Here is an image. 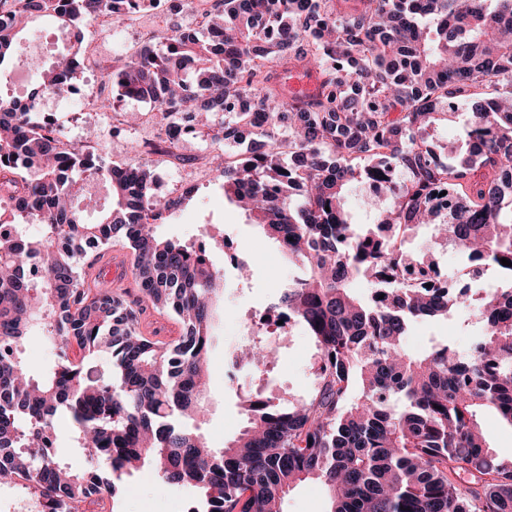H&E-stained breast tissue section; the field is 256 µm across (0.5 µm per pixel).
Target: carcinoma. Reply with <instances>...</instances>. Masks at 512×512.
<instances>
[{
    "label": "carcinoma",
    "instance_id": "cac0c4a2",
    "mask_svg": "<svg viewBox=\"0 0 512 512\" xmlns=\"http://www.w3.org/2000/svg\"><path fill=\"white\" fill-rule=\"evenodd\" d=\"M139 0H0V68L20 56L25 29L51 22L67 35L57 64L32 55L40 74L24 100L0 93V209L42 226L31 238L0 234V486L24 494L31 512H87L93 494L114 512L122 477L148 467L159 488L197 492L190 512H282L286 495L315 480L328 512H512V457L497 455L479 420L490 409L512 427V0H215L201 30L179 28L114 61L116 98L146 101L189 132L256 146L217 169L229 201H248L253 223L308 270L271 308L315 339L316 388L288 407L274 396L245 408L246 425L222 447L200 429L209 327L224 274L193 248L159 239L153 225L180 201L155 192L154 171L107 163L95 148L33 118L45 93L71 85L83 60L82 27L114 19ZM317 75L306 99L290 98L282 75ZM467 115L458 147L440 161L432 132L445 115ZM395 168L366 201L357 224L344 194L370 171ZM111 202L94 221L74 201L91 179ZM447 184L446 207L431 190ZM434 225L472 268L503 274L469 292L397 281L405 266L433 267L429 252L397 254L379 241ZM123 242L140 291L92 278L102 251ZM387 266L390 280L379 275ZM389 294L377 306L351 282ZM181 324L180 336L143 333L147 308ZM470 309L482 324L464 354L452 338L409 352L420 319L450 321ZM29 336L58 348L38 377L24 361ZM238 361L261 373L276 349L247 345ZM105 353L101 370L94 357ZM69 415L64 458L55 417Z\"/></svg>",
    "mask_w": 512,
    "mask_h": 512
}]
</instances>
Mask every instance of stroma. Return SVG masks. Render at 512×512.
I'll return each instance as SVG.
<instances>
[{
	"label": "stroma",
	"instance_id": "1",
	"mask_svg": "<svg viewBox=\"0 0 512 512\" xmlns=\"http://www.w3.org/2000/svg\"><path fill=\"white\" fill-rule=\"evenodd\" d=\"M117 38H110L105 28L90 24L84 31L83 48L93 61V67L77 72L74 80L78 98H61L54 102L42 99L40 109L54 111L71 128V137L85 141L89 138L88 115L100 111L102 102L113 100L112 86L106 74L115 57L124 55V43L149 44L143 30V13L135 11L122 16L116 23ZM115 115L146 112L147 104L131 100H113ZM139 141L146 148L145 161L155 166L157 196L179 200L180 206L166 219L155 225L156 235L188 246L207 244L214 265H221L220 244L211 242V225L224 227L225 237L238 243V257L252 267L251 278L241 284L225 288L217 302V314L211 330V373L208 393L209 413L203 430L214 446L220 447L232 440L245 424L244 406L257 385H265L284 401L307 398L315 384L314 362L317 349L302 326H294L287 335L277 340V360L269 365L266 374L259 375L249 368H241L236 381L224 377V360L229 350L246 340L247 318L254 310L264 308L275 299L288 282L299 276V269L282 256L277 244L262 229L253 224L248 215L230 203L216 177L210 176L191 185L180 182L181 173L188 169L190 159L196 158L207 147L206 141L190 138L180 156L152 152L154 138L141 127H128L116 133L111 127L101 128L96 147L104 158H111L116 147L129 148L131 141ZM479 325L469 311H461L451 323L435 320L415 322L404 339L408 351L428 350L432 336H453L458 350H466ZM192 491L175 487L158 491L155 476L144 470L127 477L119 496L118 512H183L191 501Z\"/></svg>",
	"mask_w": 512,
	"mask_h": 512
}]
</instances>
